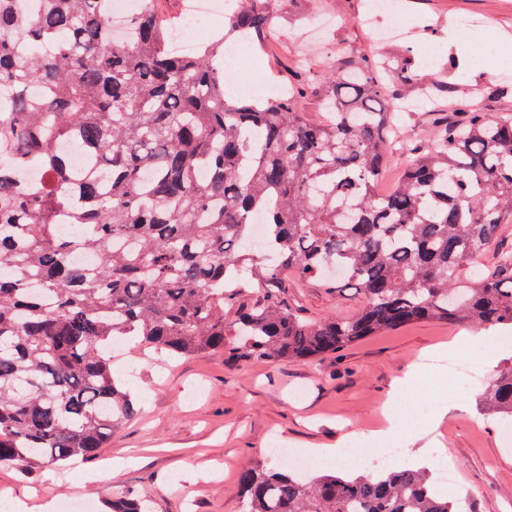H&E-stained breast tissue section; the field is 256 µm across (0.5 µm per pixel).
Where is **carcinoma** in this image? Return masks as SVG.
<instances>
[{
	"label": "carcinoma",
	"instance_id": "obj_1",
	"mask_svg": "<svg viewBox=\"0 0 512 512\" xmlns=\"http://www.w3.org/2000/svg\"><path fill=\"white\" fill-rule=\"evenodd\" d=\"M34 2L0 0L1 466L92 458L134 415L112 373L117 338L174 357L304 361L424 320L512 326V249L495 274L478 270L512 223V118L459 101L406 146L379 197L385 94L421 82L411 63L325 64L313 121L299 109L312 77L266 98L225 88L229 37L273 35L268 0H238L227 33L189 54L171 50L157 0L128 17L129 40L113 34L111 0ZM26 169L42 180L24 182ZM288 274L353 283L364 305L305 321L273 289ZM255 280L263 301L239 303ZM484 404L512 421V369ZM239 482L242 512H459L423 468L302 478L251 466ZM105 512L148 505L125 491Z\"/></svg>",
	"mask_w": 512,
	"mask_h": 512
}]
</instances>
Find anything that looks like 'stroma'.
Wrapping results in <instances>:
<instances>
[{
	"mask_svg": "<svg viewBox=\"0 0 512 512\" xmlns=\"http://www.w3.org/2000/svg\"><path fill=\"white\" fill-rule=\"evenodd\" d=\"M366 9L367 0H277L280 41L252 50L251 63L276 85L298 78V56L320 69L340 57L410 55L423 76L447 83L437 100L446 111L477 87L466 69L449 71L448 47L455 44L490 84L508 88L496 98H477V105L512 113V0H399L408 33L387 41L376 35L388 28L387 18H378L371 31L360 25ZM315 11L335 15L337 27L320 37L307 33L304 21ZM278 295L313 321L352 316L364 303L359 289L293 277L282 280ZM460 333L457 325L421 321L304 362L228 361L220 354L170 359L125 346L113 354L112 368L137 402V415L94 459L29 470L1 466L0 506L57 512L59 503L72 501L102 512L105 501L130 490L150 500L151 512H240V472L269 466L268 450L276 442L304 456L314 448L340 447L336 459L314 462L313 472L365 473L374 453L364 436L382 423L395 381L445 346L471 370L422 371L412 386L416 411L403 423L395 464H421L434 473L449 466L456 486L448 496L460 501L463 512H512V437L482 407L486 386L512 366V356L488 366L480 354L452 348ZM451 399L455 408L431 424L436 409ZM128 457L132 465L113 472V462Z\"/></svg>",
	"mask_w": 512,
	"mask_h": 512,
	"instance_id": "1",
	"label": "stroma"
}]
</instances>
